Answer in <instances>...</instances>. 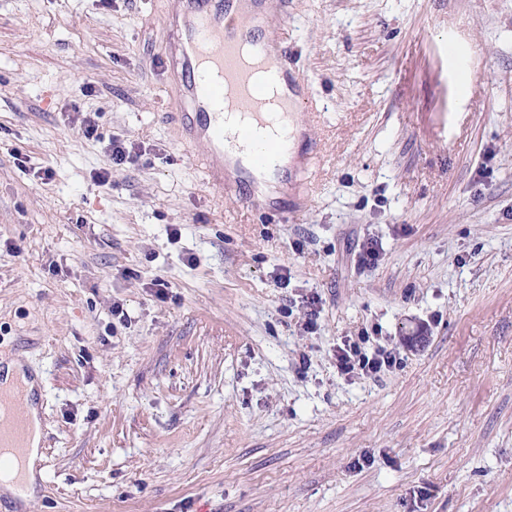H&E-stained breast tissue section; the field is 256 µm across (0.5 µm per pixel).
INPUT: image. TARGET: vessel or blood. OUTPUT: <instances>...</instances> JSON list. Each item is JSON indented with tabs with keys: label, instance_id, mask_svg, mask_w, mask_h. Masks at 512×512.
<instances>
[{
	"label": "vessel or blood",
	"instance_id": "vessel-or-blood-1",
	"mask_svg": "<svg viewBox=\"0 0 512 512\" xmlns=\"http://www.w3.org/2000/svg\"><path fill=\"white\" fill-rule=\"evenodd\" d=\"M161 48L167 84L180 104L179 143L203 180L241 199L250 211L274 202L258 176L278 173V159L310 138L317 113L307 111L304 81L272 35L268 0H173ZM26 397L0 393V447L10 463L26 455Z\"/></svg>",
	"mask_w": 512,
	"mask_h": 512
}]
</instances>
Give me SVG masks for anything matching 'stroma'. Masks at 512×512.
Returning <instances> with one entry per match:
<instances>
[{
    "label": "stroma",
    "instance_id": "1",
    "mask_svg": "<svg viewBox=\"0 0 512 512\" xmlns=\"http://www.w3.org/2000/svg\"><path fill=\"white\" fill-rule=\"evenodd\" d=\"M268 4L321 115L285 221L181 151L166 0H0V360L42 426L0 512H512V0ZM363 334L399 363L341 375ZM135 145L119 136H111L108 141V151L112 162L116 165L137 164L142 153L136 151ZM42 443V428L34 405H29V436L27 440V465L25 474L21 477V484L16 482L17 467L9 468L2 474L0 472V483L2 491L23 500L29 499L34 490V463L39 456V449Z\"/></svg>",
    "mask_w": 512,
    "mask_h": 512
}]
</instances>
